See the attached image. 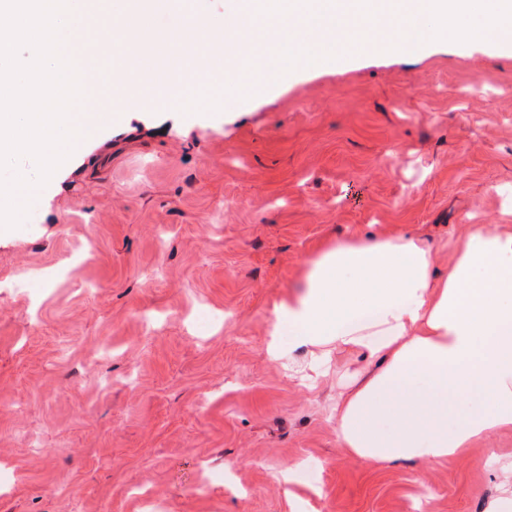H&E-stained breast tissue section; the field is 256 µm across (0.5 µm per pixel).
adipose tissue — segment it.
<instances>
[{
  "label": "adipose tissue",
  "mask_w": 512,
  "mask_h": 512,
  "mask_svg": "<svg viewBox=\"0 0 512 512\" xmlns=\"http://www.w3.org/2000/svg\"><path fill=\"white\" fill-rule=\"evenodd\" d=\"M266 354L310 387L342 375L337 437L362 460L465 456L512 430V234L472 225L445 272L412 234L329 244L276 308Z\"/></svg>",
  "instance_id": "1"
}]
</instances>
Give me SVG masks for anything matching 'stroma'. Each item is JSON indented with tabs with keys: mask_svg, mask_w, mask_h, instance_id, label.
<instances>
[{
	"mask_svg": "<svg viewBox=\"0 0 512 512\" xmlns=\"http://www.w3.org/2000/svg\"><path fill=\"white\" fill-rule=\"evenodd\" d=\"M226 0H160L147 41ZM92 23L111 79L165 64ZM512 57L485 46L289 74L186 118L125 112L0 232V512H483L489 450L369 464L342 448L336 377L316 388L264 352L307 259L376 231L415 234L438 268L468 224L512 231ZM224 314L203 326L200 308ZM316 465L285 485V467Z\"/></svg>",
	"mask_w": 512,
	"mask_h": 512,
	"instance_id": "obj_1",
	"label": "stroma"
}]
</instances>
